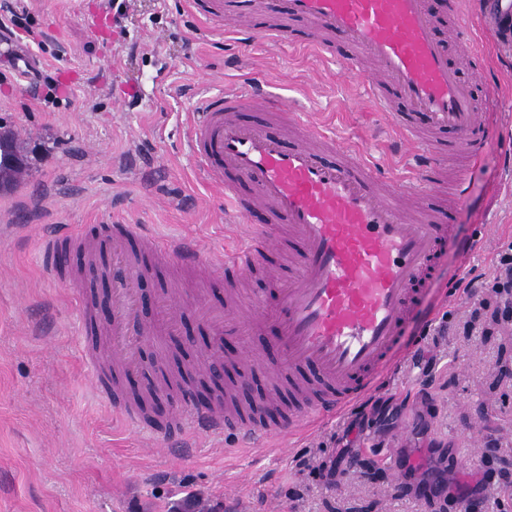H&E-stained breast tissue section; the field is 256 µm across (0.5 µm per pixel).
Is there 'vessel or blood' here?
Returning a JSON list of instances; mask_svg holds the SVG:
<instances>
[{
  "label": "vessel or blood",
  "instance_id": "b4317fda",
  "mask_svg": "<svg viewBox=\"0 0 512 512\" xmlns=\"http://www.w3.org/2000/svg\"><path fill=\"white\" fill-rule=\"evenodd\" d=\"M192 8L215 25L241 17L290 42L323 33L338 34L350 52L367 58L387 78L378 86L361 79L371 99L385 102L393 126L406 145L421 143L422 128L452 132L443 151L477 159L486 128L478 118L471 87L462 85L435 36L436 19L427 0H191ZM242 112H264L263 122L239 120ZM291 131L283 137L270 124ZM190 148L206 176L224 190L236 216L263 207L265 223L252 225L247 241L224 257L225 279L253 272L270 247L288 253L287 275L278 277L274 307L255 298L235 307L212 303L213 322L204 326L212 343L204 353L220 354L226 336L262 333L276 323L279 362L264 365L252 350L224 363L225 380L245 383L260 369L278 381L288 403L285 419L272 420L260 406L213 405L201 412L181 396L172 426L220 433L235 428L247 438L274 436L315 426L356 404L400 344L421 292L436 266V255L453 243V226L433 211L420 220L408 213L429 198L439 180L432 153L414 171L419 188L407 192L399 208L380 191L378 168L357 151L312 126L300 123L287 101L256 93L219 95L203 103L189 126ZM95 246L116 269L112 285V364L116 373L137 369L129 325L136 313L134 290L140 277L171 263L213 277L194 238L158 240L138 224H102ZM178 313L163 298L144 332L170 336Z\"/></svg>",
  "mask_w": 512,
  "mask_h": 512
}]
</instances>
